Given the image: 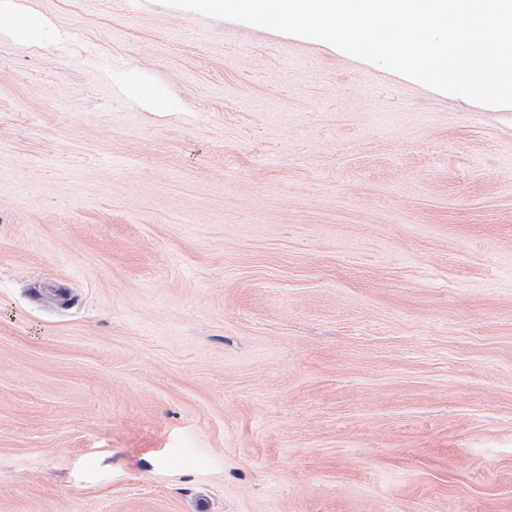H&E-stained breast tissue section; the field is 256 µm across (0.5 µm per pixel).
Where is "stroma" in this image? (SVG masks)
<instances>
[{"label":"stroma","mask_w":512,"mask_h":512,"mask_svg":"<svg viewBox=\"0 0 512 512\" xmlns=\"http://www.w3.org/2000/svg\"><path fill=\"white\" fill-rule=\"evenodd\" d=\"M0 36V512H512V109L159 0Z\"/></svg>","instance_id":"obj_1"}]
</instances>
